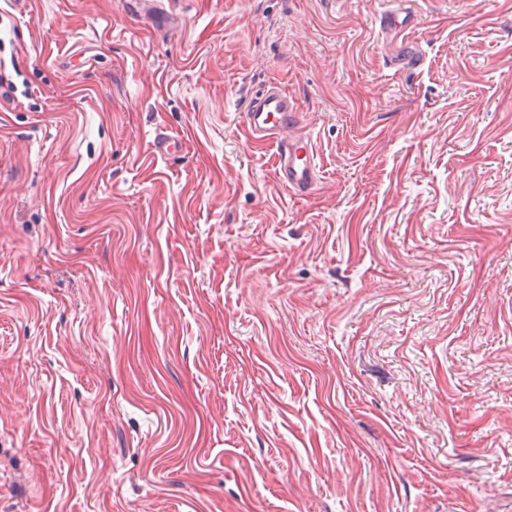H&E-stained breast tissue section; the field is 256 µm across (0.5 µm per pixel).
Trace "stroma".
Wrapping results in <instances>:
<instances>
[{
  "mask_svg": "<svg viewBox=\"0 0 512 512\" xmlns=\"http://www.w3.org/2000/svg\"><path fill=\"white\" fill-rule=\"evenodd\" d=\"M0 70V512H512V0H0ZM244 119L252 138L275 145L274 172L278 181L301 195L312 190L319 169L310 137L298 131L294 99L279 86L269 84L251 100Z\"/></svg>",
  "mask_w": 512,
  "mask_h": 512,
  "instance_id": "stroma-1",
  "label": "stroma"
}]
</instances>
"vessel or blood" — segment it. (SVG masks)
I'll list each match as a JSON object with an SVG mask.
<instances>
[{
	"label": "vessel or blood",
	"instance_id": "b4317fda",
	"mask_svg": "<svg viewBox=\"0 0 512 512\" xmlns=\"http://www.w3.org/2000/svg\"><path fill=\"white\" fill-rule=\"evenodd\" d=\"M244 119L252 138L274 144V172L278 181L301 195L312 190L319 169L310 137L299 131L294 99L279 86L267 85L251 100Z\"/></svg>",
	"mask_w": 512,
	"mask_h": 512
}]
</instances>
